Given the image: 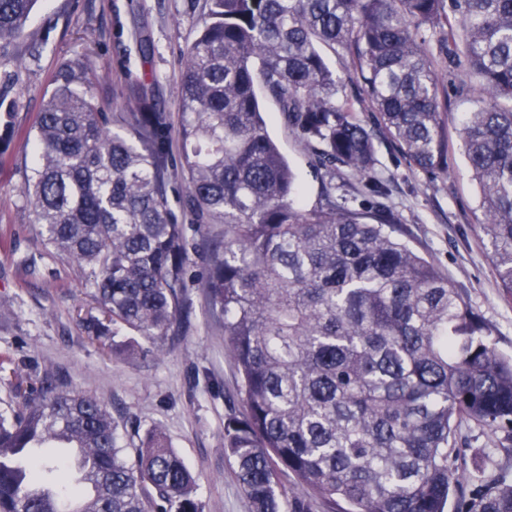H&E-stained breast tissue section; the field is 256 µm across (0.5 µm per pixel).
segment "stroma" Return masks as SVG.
I'll use <instances>...</instances> for the list:
<instances>
[{
    "label": "stroma",
    "instance_id": "1",
    "mask_svg": "<svg viewBox=\"0 0 512 512\" xmlns=\"http://www.w3.org/2000/svg\"><path fill=\"white\" fill-rule=\"evenodd\" d=\"M202 3L38 0L23 37L0 47V301L6 303L0 355L13 358L29 393H36L48 369L60 388L104 404L127 457H134L148 430L161 428L193 474L200 512H251L224 454V422L244 411L240 375L224 346L223 318L212 311L202 285L224 227L196 225L180 164L182 56L196 35ZM325 57L343 81L337 104L373 133L375 174L387 193L374 196L367 181L340 166L317 177L314 149L289 130L274 100L261 97L267 130L302 185L301 206L317 205L329 185L357 211L392 210L398 237L448 277L493 329L498 352L512 356V293L502 287L492 247L479 229L478 187L459 136L469 101L439 96L448 118V171L432 178L411 168L375 113L365 111L351 56L340 50ZM77 59L90 63L94 95L106 111L134 112L145 100L168 116L167 196L179 223L189 227V271L180 314L155 343L133 331L102 342L87 336L85 322L101 314L90 297L89 270L42 244L22 196L54 76L63 62ZM451 463L468 493L492 474L512 481V434L461 425Z\"/></svg>",
    "mask_w": 512,
    "mask_h": 512
}]
</instances>
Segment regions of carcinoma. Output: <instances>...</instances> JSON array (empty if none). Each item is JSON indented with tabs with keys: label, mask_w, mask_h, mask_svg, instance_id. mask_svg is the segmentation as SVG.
<instances>
[{
	"label": "carcinoma",
	"mask_w": 512,
	"mask_h": 512,
	"mask_svg": "<svg viewBox=\"0 0 512 512\" xmlns=\"http://www.w3.org/2000/svg\"><path fill=\"white\" fill-rule=\"evenodd\" d=\"M38 0H0V40L20 37ZM183 54L181 166L199 224L224 225L205 277L224 316L245 412L224 422L253 512H309L287 498L283 470L343 512H444L460 483L449 462L471 423L512 431V358L461 292L395 235L326 191L296 203L295 175L270 137L259 93L324 166L367 178L372 135L336 105L340 77L322 47L353 57L362 101L411 165L448 172L440 89L470 80L484 99L464 114L492 263L512 292V0H205ZM448 60L439 73L436 59ZM91 68L64 63L40 113L23 189L44 245L90 269L103 319L95 339L129 329L150 341L179 313L186 225L166 189L169 123L143 105L112 129ZM0 410V512H198L194 477L158 429L130 464L111 412L42 377ZM43 448H79L81 471L45 464ZM462 512H512V482L492 479Z\"/></svg>",
	"instance_id": "carcinoma-1"
}]
</instances>
